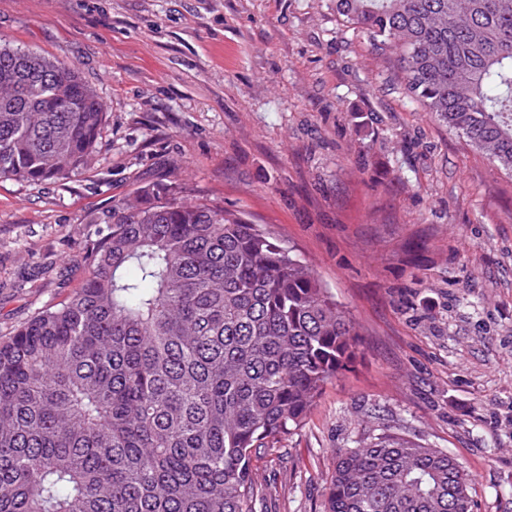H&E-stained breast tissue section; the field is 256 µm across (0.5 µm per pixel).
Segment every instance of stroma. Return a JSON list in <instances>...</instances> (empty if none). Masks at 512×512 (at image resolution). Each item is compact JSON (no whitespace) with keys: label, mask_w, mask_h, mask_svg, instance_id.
<instances>
[{"label":"stroma","mask_w":512,"mask_h":512,"mask_svg":"<svg viewBox=\"0 0 512 512\" xmlns=\"http://www.w3.org/2000/svg\"><path fill=\"white\" fill-rule=\"evenodd\" d=\"M74 65L90 170L0 182V336L82 284L89 216L157 183L311 265L363 353L262 454L257 512H323L338 449L389 426L512 512V177L422 112L333 0H0V44Z\"/></svg>","instance_id":"stroma-1"}]
</instances>
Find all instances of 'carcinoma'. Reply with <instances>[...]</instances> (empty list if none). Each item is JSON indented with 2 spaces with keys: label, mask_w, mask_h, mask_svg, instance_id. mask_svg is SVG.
<instances>
[{
  "label": "carcinoma",
  "mask_w": 512,
  "mask_h": 512,
  "mask_svg": "<svg viewBox=\"0 0 512 512\" xmlns=\"http://www.w3.org/2000/svg\"><path fill=\"white\" fill-rule=\"evenodd\" d=\"M407 96L512 176V0H334ZM96 92L0 46V182L103 148ZM152 186L93 216L86 277L0 337V512H256L254 458L361 354L350 313L277 238ZM456 458L404 433L336 452L325 512H473Z\"/></svg>",
  "instance_id": "obj_1"
}]
</instances>
